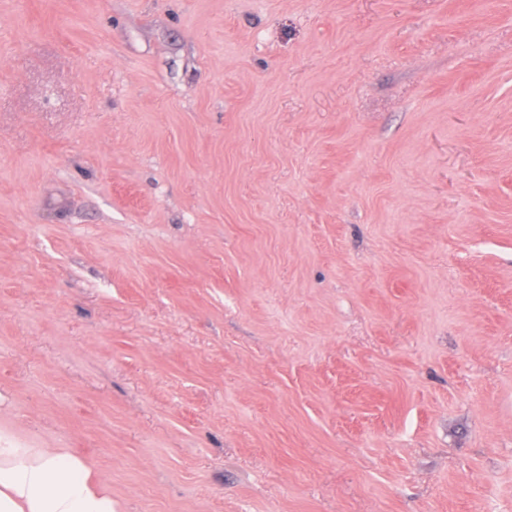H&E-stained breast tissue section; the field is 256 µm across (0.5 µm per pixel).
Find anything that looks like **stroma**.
<instances>
[{
    "label": "stroma",
    "mask_w": 512,
    "mask_h": 512,
    "mask_svg": "<svg viewBox=\"0 0 512 512\" xmlns=\"http://www.w3.org/2000/svg\"><path fill=\"white\" fill-rule=\"evenodd\" d=\"M0 427L116 512H512V0H0Z\"/></svg>",
    "instance_id": "obj_1"
}]
</instances>
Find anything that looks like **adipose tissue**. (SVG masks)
Listing matches in <instances>:
<instances>
[{
	"instance_id": "1",
	"label": "adipose tissue",
	"mask_w": 512,
	"mask_h": 512,
	"mask_svg": "<svg viewBox=\"0 0 512 512\" xmlns=\"http://www.w3.org/2000/svg\"><path fill=\"white\" fill-rule=\"evenodd\" d=\"M0 512H115L95 465L67 448H31L0 430Z\"/></svg>"
}]
</instances>
